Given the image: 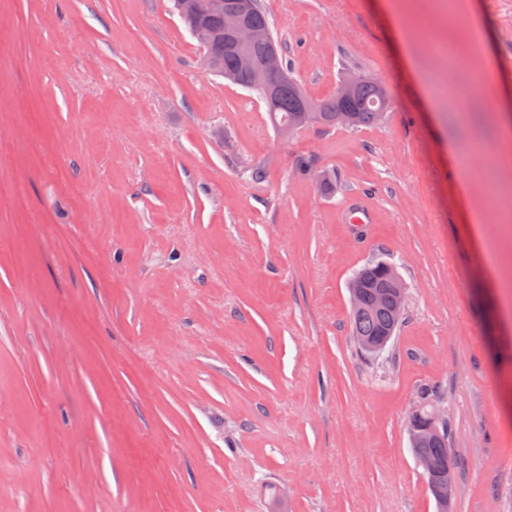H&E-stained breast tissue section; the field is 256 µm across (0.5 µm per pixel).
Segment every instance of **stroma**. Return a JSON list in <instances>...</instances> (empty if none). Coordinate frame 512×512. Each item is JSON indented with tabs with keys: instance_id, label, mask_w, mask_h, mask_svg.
Listing matches in <instances>:
<instances>
[{
	"instance_id": "obj_1",
	"label": "stroma",
	"mask_w": 512,
	"mask_h": 512,
	"mask_svg": "<svg viewBox=\"0 0 512 512\" xmlns=\"http://www.w3.org/2000/svg\"><path fill=\"white\" fill-rule=\"evenodd\" d=\"M262 4L310 96L378 77L383 122L280 135L171 0H0V512H436L424 383L456 512H512V167L490 91L433 56L476 14L512 66V0ZM376 259L407 306L368 361L348 282ZM437 395L434 387L422 385L417 390L418 405L423 417H428L431 413L433 402ZM448 425V411L434 406L429 418L422 419L416 406L412 407L408 419L407 430L409 434L412 453L420 455L415 458L419 467L428 481V488L434 497L439 512H454V500L456 493V454L454 448H442L440 443L445 439V427ZM439 442L437 444H425L413 448L421 442ZM422 454L436 457L444 466L442 468L438 462L431 457L421 456ZM436 505V507H437Z\"/></svg>"
}]
</instances>
